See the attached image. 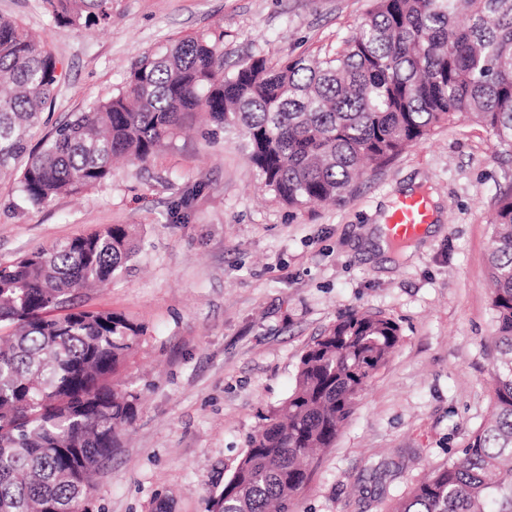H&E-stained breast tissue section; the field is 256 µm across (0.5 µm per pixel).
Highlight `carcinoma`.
Masks as SVG:
<instances>
[{
	"label": "carcinoma",
	"mask_w": 512,
	"mask_h": 512,
	"mask_svg": "<svg viewBox=\"0 0 512 512\" xmlns=\"http://www.w3.org/2000/svg\"><path fill=\"white\" fill-rule=\"evenodd\" d=\"M58 28L103 29L112 0H45ZM60 81L47 46L0 16V170L19 167L41 206L105 183L112 160L145 164L203 117L233 135L263 185L294 209L334 202L368 169L391 163L456 119L512 151V0H373L336 51L224 67V32L145 53L119 88L33 131ZM138 252L111 224L0 264V512H74L140 396L114 382L143 328L80 309ZM497 324L494 413L462 457L420 482L392 512H512V190L497 200L488 255ZM400 342L381 313L328 326L301 357L295 386L247 440L210 512H290L315 456L333 447L367 381Z\"/></svg>",
	"instance_id": "carcinoma-1"
}]
</instances>
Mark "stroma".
<instances>
[{
  "label": "stroma",
  "mask_w": 512,
  "mask_h": 512,
  "mask_svg": "<svg viewBox=\"0 0 512 512\" xmlns=\"http://www.w3.org/2000/svg\"><path fill=\"white\" fill-rule=\"evenodd\" d=\"M371 0H112L101 30L57 28L43 0H0L54 53L51 123L108 97L145 52L224 31V58L328 53ZM512 154L459 120L341 199L295 210L258 180L223 135L181 136L147 165L117 164L79 196L24 204L0 172V263L107 224L139 253L107 288L76 303L141 324L119 382L141 408L101 465L91 512H208L271 410L292 390L308 345L341 316L379 312L400 328L333 448L312 465L291 512H390L493 412L488 243ZM430 201L435 229L388 259L369 242L406 190ZM188 207H179L183 195Z\"/></svg>",
  "instance_id": "35a3bbf8"
}]
</instances>
